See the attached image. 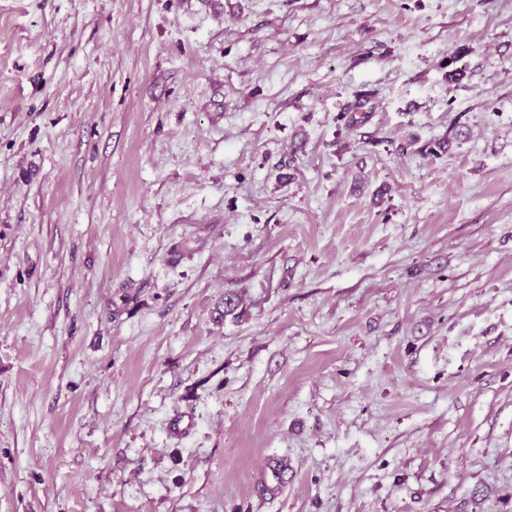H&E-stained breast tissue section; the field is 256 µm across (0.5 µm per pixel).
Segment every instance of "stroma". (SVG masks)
<instances>
[{"mask_svg":"<svg viewBox=\"0 0 512 512\" xmlns=\"http://www.w3.org/2000/svg\"><path fill=\"white\" fill-rule=\"evenodd\" d=\"M0 512H512V0H0Z\"/></svg>","mask_w":512,"mask_h":512,"instance_id":"1","label":"stroma"}]
</instances>
